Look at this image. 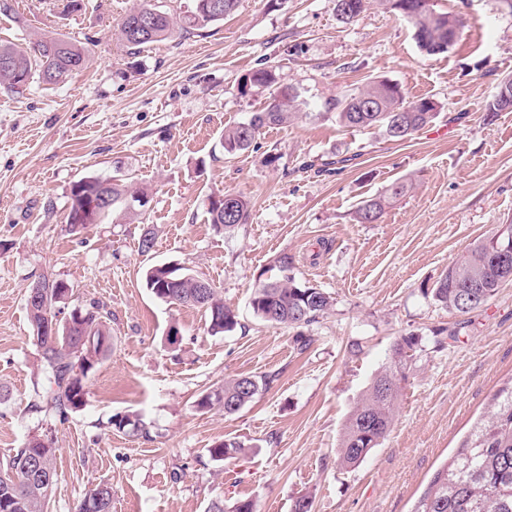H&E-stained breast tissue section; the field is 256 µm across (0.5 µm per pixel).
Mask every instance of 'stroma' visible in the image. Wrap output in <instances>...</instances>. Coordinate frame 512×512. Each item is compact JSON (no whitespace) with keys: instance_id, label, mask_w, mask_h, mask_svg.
I'll return each instance as SVG.
<instances>
[{"instance_id":"stroma-1","label":"stroma","mask_w":512,"mask_h":512,"mask_svg":"<svg viewBox=\"0 0 512 512\" xmlns=\"http://www.w3.org/2000/svg\"><path fill=\"white\" fill-rule=\"evenodd\" d=\"M135 2L84 0L68 15L63 0H11L0 12L2 42L59 34L90 49L87 67L63 84L0 87V462L31 435L51 437L52 512H75L99 485L112 489V512H208L214 500L246 498L258 512H291L303 495L312 512H412L512 381V283L463 315L431 294L452 260L512 222V112L486 116L512 79V8L436 0L464 27L452 48L429 56L407 20L376 4L345 25L334 0H283L276 10L240 0L202 32L133 52L118 24ZM260 68L300 94V113L225 155V128L270 102L268 91H239ZM380 78L406 99H434V122L395 142L325 112L331 95ZM88 176L144 188L152 206L71 232L70 188ZM396 181L412 191L376 223H357V204ZM222 193L249 202L247 222L229 231L207 213ZM148 228L154 246L144 254ZM285 254L299 282L333 299L301 331L311 338L303 350L299 331L250 307ZM154 264L208 280L237 328L211 335L202 310L156 298L143 282ZM45 275L73 287V304L112 313V354L63 422L44 401L25 305ZM409 335L418 343L389 435L359 466H340L351 411ZM242 375L273 382L235 414L198 408L202 394ZM117 413L139 415L147 434L113 429ZM227 439L244 442L245 454L213 460L210 448Z\"/></svg>"}]
</instances>
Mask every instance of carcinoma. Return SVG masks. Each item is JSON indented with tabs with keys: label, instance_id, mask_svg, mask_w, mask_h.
Here are the masks:
<instances>
[{
	"label": "carcinoma",
	"instance_id": "cac0c4a2",
	"mask_svg": "<svg viewBox=\"0 0 512 512\" xmlns=\"http://www.w3.org/2000/svg\"><path fill=\"white\" fill-rule=\"evenodd\" d=\"M343 8L335 9L342 23L353 22L373 3L399 13L414 28L419 48L428 54L448 50V42L459 37L460 17L435 9L434 0H335ZM239 0H193V6L180 20L151 7L145 0L130 8L119 22L121 39L135 51L141 46L170 39L175 35L192 34L230 15ZM150 13L149 27L138 26L140 14ZM89 52L70 39L43 36L29 47L0 44V61L10 65L16 83L8 88L23 92L33 73L46 85L65 82L83 69ZM273 89L272 102L263 112L224 131L221 145L230 155L248 150L260 130L282 124L299 108L297 93L277 86V78L269 69H259L246 77L240 92L252 89ZM327 112L348 128H373L393 141H406L430 125L437 117V103L430 98L406 99L401 87L387 80H372L364 87L340 91L324 102ZM512 111V80L500 85L486 112L491 118L499 112ZM410 189L405 182H394L384 192L361 201L355 210L360 224L377 221L386 207ZM107 194L112 204L144 195L141 188L111 184L104 188L98 177L76 182L69 195L67 223L73 232L86 224H98L112 209L93 210L90 205ZM209 221L217 228L230 230L246 222L249 203L239 195L226 194L224 200L210 201ZM512 247V222L499 226L497 232L479 239L470 249L448 264L432 288L440 305L458 313H469L491 299L503 284L512 282V264L496 261L500 248ZM281 275L274 281L256 285L250 300L253 313L269 322L300 328L307 326L332 306L331 296L320 288L306 286L295 280L291 270L294 258L278 259ZM54 283L47 298L46 310L58 318L62 306L70 302L73 288H64V281L43 277ZM145 285L159 299L204 310L212 334L231 332L238 324L237 314L224 304V299L210 282L188 273H178L166 265H152L144 273ZM38 348L47 373L45 397L47 407L64 419L84 406L86 381L91 370L112 352V313L100 302L71 311L69 320H80L83 335H68V320L59 322L57 335H40L44 320L40 308L27 309ZM416 344L412 335L396 340L391 348L392 363L379 372L364 391L348 417L340 439L338 459L344 467L360 465L378 447L391 430L393 408L406 379L411 351ZM266 376H239L224 381L217 392L202 395L197 402L201 409L224 400V413L232 415L252 402L262 389L269 387ZM112 426L132 433L146 432L145 423L133 414H115ZM246 445L226 440L209 449L212 459L224 461L244 452ZM58 481L55 448L47 436L32 435L14 456L0 464V512H49L52 493ZM91 501L96 512H112V489L97 486L84 496L77 512H85ZM209 512H258L249 499L211 504ZM412 512H512V385L499 388L484 418L458 447L446 466L437 470L417 500Z\"/></svg>",
	"mask_w": 512,
	"mask_h": 512
}]
</instances>
